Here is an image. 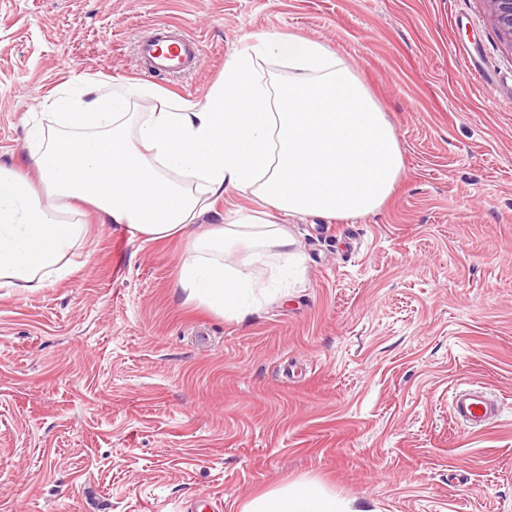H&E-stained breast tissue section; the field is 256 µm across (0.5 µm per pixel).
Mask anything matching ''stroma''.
Instances as JSON below:
<instances>
[{"label": "stroma", "mask_w": 512, "mask_h": 512, "mask_svg": "<svg viewBox=\"0 0 512 512\" xmlns=\"http://www.w3.org/2000/svg\"><path fill=\"white\" fill-rule=\"evenodd\" d=\"M167 23L199 66L141 74ZM327 43L391 121L378 214L287 224L301 264L249 267L239 317L186 303L182 239L84 221L79 271L0 289V512H244L314 483L357 512H512V51L484 0H0V163L61 86L202 100L250 36ZM500 405L482 430L457 389Z\"/></svg>", "instance_id": "1"}]
</instances>
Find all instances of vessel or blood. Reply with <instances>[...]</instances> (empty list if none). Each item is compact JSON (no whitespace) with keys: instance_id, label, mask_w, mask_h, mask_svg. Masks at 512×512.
Segmentation results:
<instances>
[{"instance_id":"obj_1","label":"vessel or blood","mask_w":512,"mask_h":512,"mask_svg":"<svg viewBox=\"0 0 512 512\" xmlns=\"http://www.w3.org/2000/svg\"><path fill=\"white\" fill-rule=\"evenodd\" d=\"M138 51L147 64L146 74L180 73L195 61L198 43L190 37L170 39L168 25L160 24L151 38L139 43ZM451 412L461 424L478 427L495 416L496 409L482 392L469 389L453 393Z\"/></svg>"}]
</instances>
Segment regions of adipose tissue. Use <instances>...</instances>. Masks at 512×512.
<instances>
[{"label": "adipose tissue", "mask_w": 512, "mask_h": 512, "mask_svg": "<svg viewBox=\"0 0 512 512\" xmlns=\"http://www.w3.org/2000/svg\"><path fill=\"white\" fill-rule=\"evenodd\" d=\"M59 96L53 125L28 135L29 164H0V288L64 279L86 239L81 206L131 236L189 242L176 286L190 303L228 316L258 287L241 265L296 264L279 215L352 219L378 213L404 175L385 112L326 44L287 32L233 52L203 100L159 103V90L121 82L110 96ZM150 98L148 112L128 111ZM259 210L221 224L199 218L224 194ZM245 512H354L312 483L254 498Z\"/></svg>", "instance_id": "1"}]
</instances>
